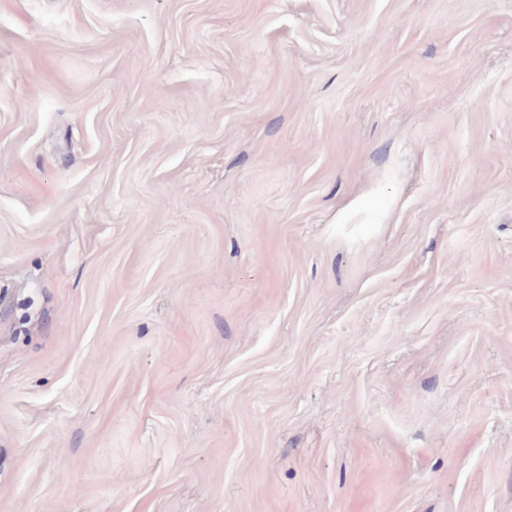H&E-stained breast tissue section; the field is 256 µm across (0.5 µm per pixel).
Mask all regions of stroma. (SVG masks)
<instances>
[{"mask_svg": "<svg viewBox=\"0 0 512 512\" xmlns=\"http://www.w3.org/2000/svg\"><path fill=\"white\" fill-rule=\"evenodd\" d=\"M0 512H512V0H0Z\"/></svg>", "mask_w": 512, "mask_h": 512, "instance_id": "stroma-1", "label": "stroma"}]
</instances>
